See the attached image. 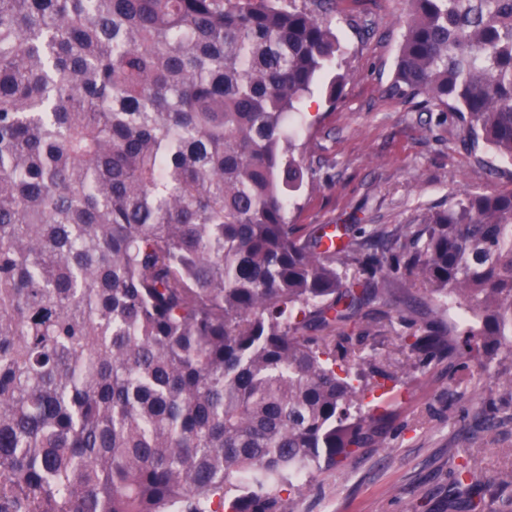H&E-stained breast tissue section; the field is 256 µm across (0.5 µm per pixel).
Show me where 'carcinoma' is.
<instances>
[{
    "instance_id": "carcinoma-1",
    "label": "carcinoma",
    "mask_w": 512,
    "mask_h": 512,
    "mask_svg": "<svg viewBox=\"0 0 512 512\" xmlns=\"http://www.w3.org/2000/svg\"><path fill=\"white\" fill-rule=\"evenodd\" d=\"M337 0H0V512H290L411 368L512 355V190L375 252L287 221ZM392 88L512 159V0H410ZM468 314L367 352L392 287ZM473 486L465 460L449 471Z\"/></svg>"
}]
</instances>
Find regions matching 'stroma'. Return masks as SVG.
Here are the masks:
<instances>
[{"instance_id":"1","label":"stroma","mask_w":512,"mask_h":512,"mask_svg":"<svg viewBox=\"0 0 512 512\" xmlns=\"http://www.w3.org/2000/svg\"><path fill=\"white\" fill-rule=\"evenodd\" d=\"M407 0H339L334 25L341 67L319 74L292 120L304 178L292 192L288 220L311 230L326 224L351 236L377 226L420 223L452 194L512 188V163L490 149L470 152L460 117L423 97L391 94L407 28ZM345 73L336 104L326 87ZM512 357L494 374L460 387L457 360L436 359L403 376L401 396L381 447L343 469L313 473L291 495V512H465L449 503L453 454L469 455L479 481L473 496L493 503L490 479L512 468ZM503 426L483 430L485 406Z\"/></svg>"}]
</instances>
